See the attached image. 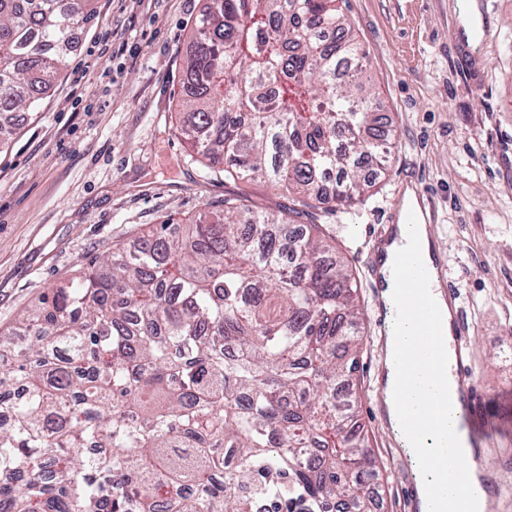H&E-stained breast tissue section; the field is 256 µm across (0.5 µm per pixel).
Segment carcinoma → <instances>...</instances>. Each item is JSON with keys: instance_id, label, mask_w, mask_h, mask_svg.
Segmentation results:
<instances>
[{"instance_id": "carcinoma-1", "label": "carcinoma", "mask_w": 512, "mask_h": 512, "mask_svg": "<svg viewBox=\"0 0 512 512\" xmlns=\"http://www.w3.org/2000/svg\"><path fill=\"white\" fill-rule=\"evenodd\" d=\"M95 0H0V115L35 112ZM337 0H209L178 132L295 213L345 210L384 144ZM162 224L0 329V512H373L350 389L351 274L320 224L224 199Z\"/></svg>"}]
</instances>
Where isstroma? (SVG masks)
Returning a JSON list of instances; mask_svg holds the SVG:
<instances>
[{
	"label": "stroma",
	"instance_id": "35a3bbf8",
	"mask_svg": "<svg viewBox=\"0 0 512 512\" xmlns=\"http://www.w3.org/2000/svg\"><path fill=\"white\" fill-rule=\"evenodd\" d=\"M489 2L498 37L472 70L456 40L470 0H338L393 144L384 167L366 163L373 185L349 212L312 209L301 221L324 226L355 278L363 346L353 391L375 512H408L403 481L416 469L379 415L384 350L359 252L366 226L395 221L412 184L429 191L461 292L489 445L512 449V430L499 425L512 400V0ZM206 4L96 0L97 19L76 32L36 116L14 113L16 138L0 153V329L153 225L180 232L233 197L288 207L278 186L225 178L223 157L193 154L176 132L183 64Z\"/></svg>",
	"mask_w": 512,
	"mask_h": 512
}]
</instances>
